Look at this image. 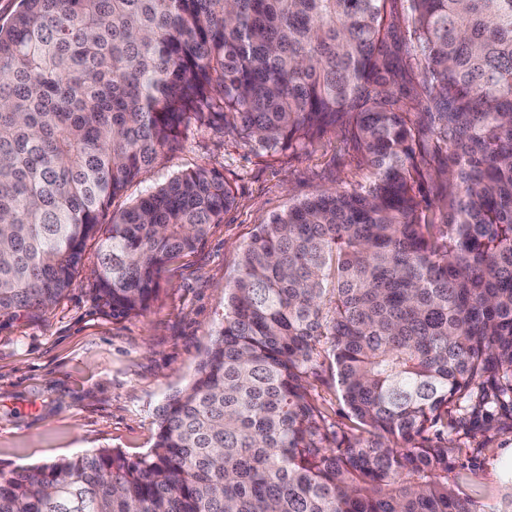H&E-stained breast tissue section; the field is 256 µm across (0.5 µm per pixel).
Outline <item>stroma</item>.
<instances>
[{"instance_id": "stroma-1", "label": "stroma", "mask_w": 512, "mask_h": 512, "mask_svg": "<svg viewBox=\"0 0 512 512\" xmlns=\"http://www.w3.org/2000/svg\"><path fill=\"white\" fill-rule=\"evenodd\" d=\"M437 165L428 149L416 154L411 170L420 212L432 224L448 212ZM199 166L221 173L235 202L192 253L168 261L145 310L113 317L96 300L91 279L81 277L48 312L0 322V471L105 449L130 460L149 452L160 408L192 380L215 337L224 286L257 224L293 200L365 185L370 177L341 125L270 155L222 123L195 124L112 207ZM309 391L329 432H350L354 421L334 380L311 379ZM428 437L452 441L449 481L491 512L512 473V414L491 404L472 423L437 426Z\"/></svg>"}]
</instances>
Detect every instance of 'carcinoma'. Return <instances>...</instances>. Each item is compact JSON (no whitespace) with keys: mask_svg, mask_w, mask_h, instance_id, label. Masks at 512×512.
<instances>
[{"mask_svg":"<svg viewBox=\"0 0 512 512\" xmlns=\"http://www.w3.org/2000/svg\"><path fill=\"white\" fill-rule=\"evenodd\" d=\"M19 0L0 25V320L47 311L95 247L112 316L233 203L199 166L112 201L190 120L268 152L350 128L367 185L257 225L192 382L135 461L98 451L0 473V512H485L424 434L464 399L512 409V0ZM411 42L419 91L397 89ZM446 152L426 224L407 114ZM358 427L327 444L305 386ZM309 382V391L325 415L330 435L335 433L337 437H340L350 432L355 423L348 416L347 409L339 397L336 382L327 372L322 373L319 378H310Z\"/></svg>","mask_w":512,"mask_h":512,"instance_id":"carcinoma-1","label":"carcinoma"}]
</instances>
